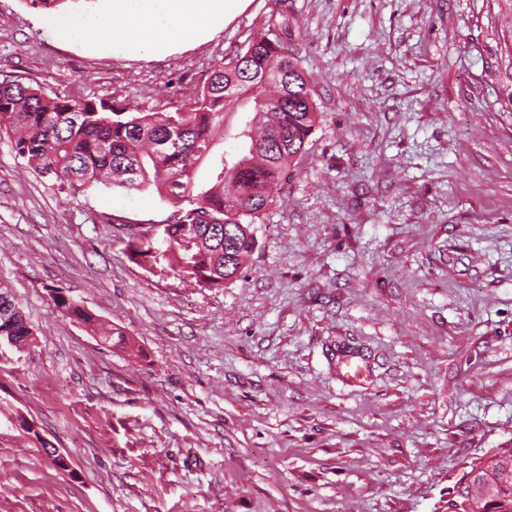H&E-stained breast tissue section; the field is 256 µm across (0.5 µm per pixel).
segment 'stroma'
<instances>
[{"label":"stroma","mask_w":512,"mask_h":512,"mask_svg":"<svg viewBox=\"0 0 512 512\" xmlns=\"http://www.w3.org/2000/svg\"><path fill=\"white\" fill-rule=\"evenodd\" d=\"M275 8L137 57L0 0V82L164 112ZM288 12L319 122L224 287L131 259L132 231L173 213L157 193L67 196L0 133V285L33 331L0 347V400L71 463L0 422V512H446L473 461L512 447V10ZM58 294L134 351L62 317ZM10 411L11 412L6 411V409L4 407H2V402H1L0 415L6 416L8 421L11 424L13 422L15 427H17L19 429L30 428V425H29L30 421L24 414H22L21 412H19L17 410H10ZM18 412H19V415L14 416L12 418V422H11V417L13 415L17 414ZM32 427H33L34 431H32L31 429H23V430L17 429V431L24 434L33 443L34 447L37 448V450L39 452H40L39 448L41 449L43 455L45 456L46 460L48 461V463L51 466L56 467V468L69 467V462H68L67 458L65 457V455L63 453L60 452L59 448H57L53 443L52 444L54 445V448H46V444L42 441V438H44V437H42V438L40 437V432L38 431L37 427L35 428V426L33 424H32Z\"/></svg>","instance_id":"1"}]
</instances>
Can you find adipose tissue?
<instances>
[{
  "label": "adipose tissue",
  "mask_w": 512,
  "mask_h": 512,
  "mask_svg": "<svg viewBox=\"0 0 512 512\" xmlns=\"http://www.w3.org/2000/svg\"><path fill=\"white\" fill-rule=\"evenodd\" d=\"M249 0H112L109 14L60 21L69 37L97 28L113 53L164 55L207 38L242 13Z\"/></svg>",
  "instance_id": "obj_1"
}]
</instances>
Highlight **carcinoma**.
Wrapping results in <instances>:
<instances>
[{
    "mask_svg": "<svg viewBox=\"0 0 512 512\" xmlns=\"http://www.w3.org/2000/svg\"><path fill=\"white\" fill-rule=\"evenodd\" d=\"M288 11L272 12L260 32L224 59L196 95L167 112H138L116 104L50 95L20 80L0 83V130L29 168L76 195L101 184L123 194L156 191L175 211L156 233L130 241L132 257L152 269L171 270L204 288H219L240 276L258 246L255 224L273 202L279 181L302 155L318 121L310 77L288 49ZM288 73V87L267 80ZM252 105L260 132L247 123L232 151L214 153L224 128L225 104ZM177 114L185 126L178 150L165 145L163 130ZM55 307L96 328L108 341L125 335L104 328L92 314L63 295ZM0 329L15 336L32 330L22 313ZM497 497L483 512H512V449L492 451Z\"/></svg>",
    "mask_w": 512,
    "mask_h": 512,
    "instance_id": "cac0c4a2",
    "label": "carcinoma"
}]
</instances>
